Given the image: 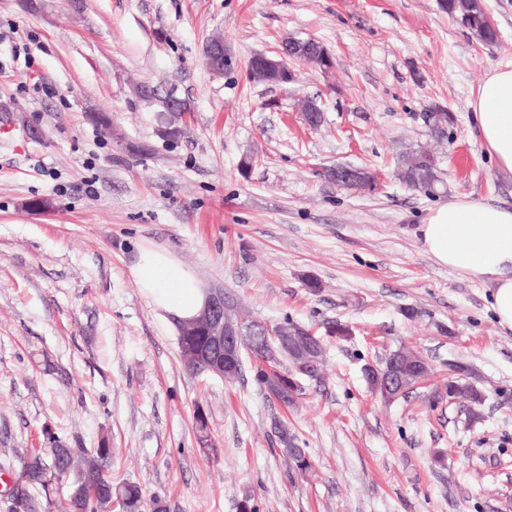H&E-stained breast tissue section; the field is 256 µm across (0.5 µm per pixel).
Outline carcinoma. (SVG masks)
<instances>
[{
	"mask_svg": "<svg viewBox=\"0 0 512 512\" xmlns=\"http://www.w3.org/2000/svg\"><path fill=\"white\" fill-rule=\"evenodd\" d=\"M440 8L485 43H493L497 32L487 21V14L477 0H441ZM250 80L257 84L282 85L283 73L272 69L261 55L252 57L248 64ZM181 116H158L163 131L161 136L169 141L178 140L183 130L178 125ZM399 178L416 191L427 195L444 186L438 159L431 153L418 149L402 155L398 171ZM280 335L289 337V343L277 342L279 362L277 371L269 374L261 368L254 370V380L267 394L277 393L286 375L296 378L304 375L315 382L322 378L325 350L321 339L312 336V341L303 340L309 335L304 326L289 319L276 324ZM448 381L429 394L432 405L445 399L462 400L468 403L470 419L481 418V407L486 399L484 391L476 385L475 369L463 362L448 364ZM429 373V363L411 346L400 345L384 360L383 364L365 368V380L369 388L382 400L392 402L405 397ZM271 427L281 445V452L290 460L298 472L311 467L304 449L299 447L296 436L288 431L281 420L275 418ZM51 448L47 454H28L21 458L17 479L8 488L7 499L10 512H166V504L159 497L146 498L140 484L130 480H117L112 476V448L103 445L75 463L74 449L59 439L50 438ZM67 487V497L60 505L50 496L49 487L56 481ZM40 489L45 500L34 497L32 491Z\"/></svg>",
	"mask_w": 512,
	"mask_h": 512,
	"instance_id": "cac0c4a2",
	"label": "carcinoma"
}]
</instances>
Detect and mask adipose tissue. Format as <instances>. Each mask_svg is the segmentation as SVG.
<instances>
[{
	"label": "adipose tissue",
	"instance_id": "adipose-tissue-1",
	"mask_svg": "<svg viewBox=\"0 0 512 512\" xmlns=\"http://www.w3.org/2000/svg\"><path fill=\"white\" fill-rule=\"evenodd\" d=\"M471 106L483 144L512 172V66L491 70ZM420 232L438 264L490 284L495 318L512 329V208L459 197L434 209ZM133 277L144 296L171 316L189 319L204 305L195 273L167 250H144Z\"/></svg>",
	"mask_w": 512,
	"mask_h": 512
}]
</instances>
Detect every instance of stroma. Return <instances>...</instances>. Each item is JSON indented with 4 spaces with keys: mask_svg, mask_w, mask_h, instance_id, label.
<instances>
[{
    "mask_svg": "<svg viewBox=\"0 0 512 512\" xmlns=\"http://www.w3.org/2000/svg\"><path fill=\"white\" fill-rule=\"evenodd\" d=\"M481 2L491 44L438 0H0V512L21 457L54 436L113 447V476L168 512H239L247 494L260 512H512V330L489 284L437 264L420 235L462 196L512 206V173L470 107L485 75L512 65V0ZM217 35L231 56L220 76L203 55ZM289 36L321 42L331 66L295 64L286 88L250 81L249 59ZM141 81L157 96L136 98ZM170 95L189 110L175 142L157 122ZM303 97L321 127L305 125ZM437 106L454 117L443 137L425 120ZM420 147L445 191L397 179ZM339 164L371 170L373 188L337 187L324 170ZM147 247L248 319L347 327L326 343L323 382L287 410L253 364L233 384L186 371L171 318L132 275ZM402 343L433 373L387 404L363 369ZM452 361L479 375V421L428 403ZM199 408L211 450L196 442ZM275 417L308 474L282 455ZM271 427L278 437L282 447L281 452L290 460L295 470L302 473L307 471L311 467V462L304 448L299 447L296 436L288 431V426L278 418H274L271 421Z\"/></svg>",
    "mask_w": 512,
    "mask_h": 512,
    "instance_id": "1",
    "label": "stroma"
}]
</instances>
